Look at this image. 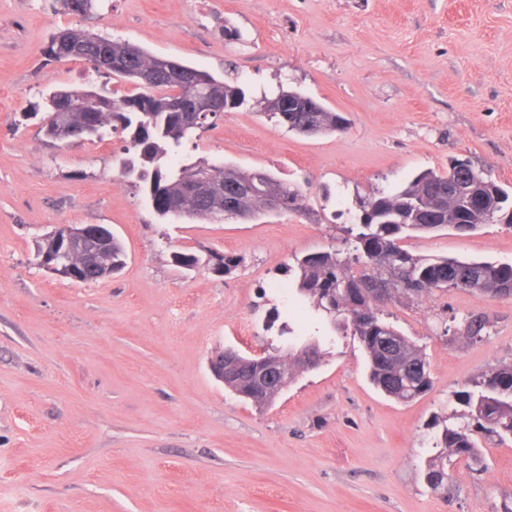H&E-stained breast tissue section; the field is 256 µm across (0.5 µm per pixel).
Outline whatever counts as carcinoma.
Returning a JSON list of instances; mask_svg holds the SVG:
<instances>
[{"label": "carcinoma", "mask_w": 512, "mask_h": 512, "mask_svg": "<svg viewBox=\"0 0 512 512\" xmlns=\"http://www.w3.org/2000/svg\"><path fill=\"white\" fill-rule=\"evenodd\" d=\"M67 13L84 17L95 9V0H63ZM47 61L79 59L97 75L133 85L115 98L107 89L64 87L52 91L34 105L26 118L41 116L39 132L51 143H64L58 121L52 116L65 110V122L74 127L99 125L94 133L78 136L80 141H101L106 130L118 131L126 142L129 158L122 162L123 175L135 177L154 214L173 219L171 206L185 199L187 183L199 171L222 177V187L242 186L262 180L268 191L283 196L282 213H307L301 190L265 170L242 171L232 165L196 161L174 165L178 149L194 133L214 124L193 123L189 112L194 102L205 98L222 109H240L249 103L246 90L234 80L216 78L178 61H169V74L149 80L157 57L143 48L113 39L107 34L68 27L52 35L43 50ZM259 111L276 124L301 136L343 132L349 120L340 112L299 91L281 90L272 98L255 101ZM459 159L448 162V170H427L394 193L374 192L358 199L356 223L349 228L346 251L328 249L295 258L288 267L297 295L304 303L325 313L334 329L356 337L368 360L369 379L384 394L400 401L413 400L432 386L429 365L422 349L382 317V308L397 295L417 300L433 289L464 288L484 297L512 296V265L488 261H460L447 257L421 258L402 245L414 233L454 230L474 232L494 219L512 224V188L493 180L475 165L458 168ZM192 217L217 220L212 198L192 203ZM103 248L112 259V272L126 259L123 243L112 237ZM176 265L197 268L206 262L223 276L240 264V259L213 252L203 260L188 252L177 253ZM486 322L472 316L463 324V337L480 341ZM394 340L399 350L392 354L383 345ZM324 357L313 337L288 347V368L299 375L310 352ZM228 389L262 407L277 397L274 392L253 397L248 382L240 378ZM462 407L461 422L448 425L437 419L435 447L438 451L426 464L424 480L434 493L448 491L451 478L445 468L450 456L480 461V440L504 443L512 439V363L498 364L454 392Z\"/></svg>", "instance_id": "carcinoma-1"}]
</instances>
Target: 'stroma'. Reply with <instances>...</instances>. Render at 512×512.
<instances>
[{"mask_svg": "<svg viewBox=\"0 0 512 512\" xmlns=\"http://www.w3.org/2000/svg\"><path fill=\"white\" fill-rule=\"evenodd\" d=\"M78 25L214 76L254 98L302 91L349 128L302 137L253 106L225 113L183 162L265 169L298 186L309 215L166 223L122 177L120 138L55 145L16 120L40 94L88 80L47 62ZM468 158L512 186V0H101L83 19L58 0H0V512H504L512 442L448 460L452 487L423 478L433 417L452 391L512 362V297L461 288L387 306L423 349L433 385L400 402L369 381L357 338L297 301L284 271L345 249L355 199L393 192ZM58 224H105L126 247L111 278L78 283L40 266ZM423 258L512 264V226L404 239ZM176 251L240 264L218 277ZM280 322L319 337L324 360L271 405L240 399L208 359L285 348ZM481 316L488 335L459 338Z\"/></svg>", "mask_w": 512, "mask_h": 512, "instance_id": "35a3bbf8", "label": "stroma"}]
</instances>
